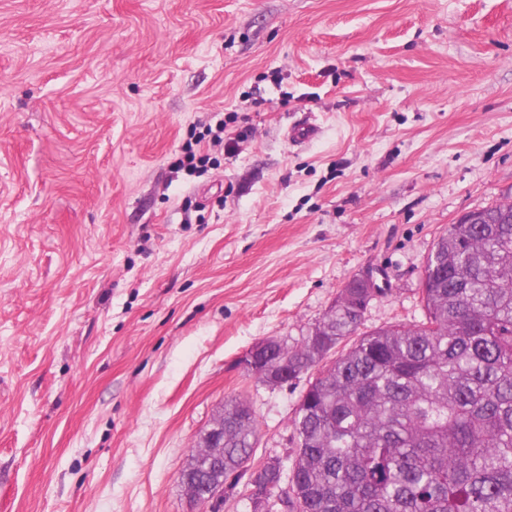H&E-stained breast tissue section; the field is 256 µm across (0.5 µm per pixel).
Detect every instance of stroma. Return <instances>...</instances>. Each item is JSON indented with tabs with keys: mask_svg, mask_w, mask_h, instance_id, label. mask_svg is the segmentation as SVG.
Listing matches in <instances>:
<instances>
[{
	"mask_svg": "<svg viewBox=\"0 0 512 512\" xmlns=\"http://www.w3.org/2000/svg\"><path fill=\"white\" fill-rule=\"evenodd\" d=\"M508 196L512 0H0V512H197L232 398L291 468L309 378L241 356L368 269L360 332L418 324L438 238ZM196 132L191 133L190 139L182 148V157L176 164L177 172L183 171L187 176H194L207 171L208 165H212L215 161L209 155H201L197 153L193 147L192 139L195 138Z\"/></svg>",
	"mask_w": 512,
	"mask_h": 512,
	"instance_id": "stroma-1",
	"label": "stroma"
}]
</instances>
